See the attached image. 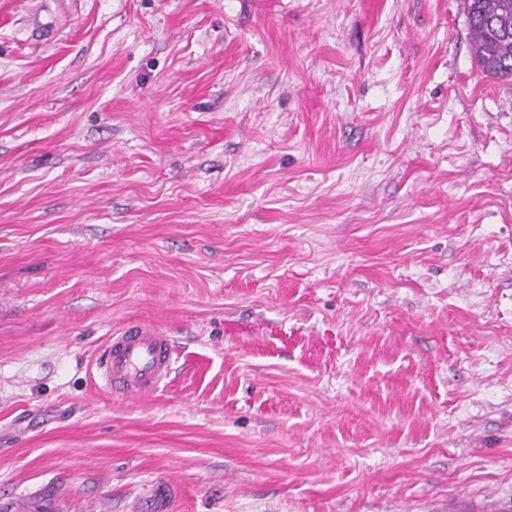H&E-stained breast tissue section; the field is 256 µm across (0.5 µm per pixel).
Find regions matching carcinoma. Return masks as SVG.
<instances>
[{
  "label": "carcinoma",
  "mask_w": 512,
  "mask_h": 512,
  "mask_svg": "<svg viewBox=\"0 0 512 512\" xmlns=\"http://www.w3.org/2000/svg\"><path fill=\"white\" fill-rule=\"evenodd\" d=\"M474 63L485 75L512 78V0H466Z\"/></svg>",
  "instance_id": "obj_1"
}]
</instances>
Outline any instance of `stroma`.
Wrapping results in <instances>:
<instances>
[{
	"instance_id": "stroma-1",
	"label": "stroma",
	"mask_w": 512,
	"mask_h": 512,
	"mask_svg": "<svg viewBox=\"0 0 512 512\" xmlns=\"http://www.w3.org/2000/svg\"><path fill=\"white\" fill-rule=\"evenodd\" d=\"M174 340L137 400L94 381ZM512 512V79L464 0H0V512ZM173 341L159 329L131 327L101 346L95 365L113 395L148 397L170 380Z\"/></svg>"
}]
</instances>
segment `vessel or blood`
<instances>
[{
    "label": "vessel or blood",
    "instance_id": "b4317fda",
    "mask_svg": "<svg viewBox=\"0 0 512 512\" xmlns=\"http://www.w3.org/2000/svg\"><path fill=\"white\" fill-rule=\"evenodd\" d=\"M173 341L159 329L131 327L112 335L95 358L111 394L148 397L166 385L173 372Z\"/></svg>",
    "mask_w": 512,
    "mask_h": 512
}]
</instances>
